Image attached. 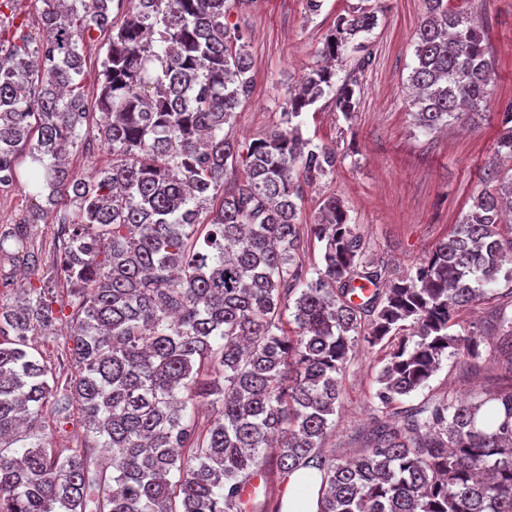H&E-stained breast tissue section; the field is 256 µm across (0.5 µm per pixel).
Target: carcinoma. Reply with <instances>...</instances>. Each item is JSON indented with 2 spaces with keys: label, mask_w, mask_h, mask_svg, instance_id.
<instances>
[{
  "label": "carcinoma",
  "mask_w": 512,
  "mask_h": 512,
  "mask_svg": "<svg viewBox=\"0 0 512 512\" xmlns=\"http://www.w3.org/2000/svg\"><path fill=\"white\" fill-rule=\"evenodd\" d=\"M238 1L39 0L40 39L24 20L0 29V188L24 175L64 207L52 270L27 234L43 209L0 229V288L13 294L0 303V512H86L90 490L96 512H243L241 488L271 470L299 475L316 512H512V383L485 402L402 411L364 437L354 459L324 448L338 375L358 342L406 329L415 337L377 378L387 408L425 386L442 358L479 357L478 335L448 328L499 274L512 282V238L499 231L512 174L484 172L488 189L396 280L329 195L309 225L323 250L308 276L298 201L341 159L293 120L330 94L351 115L357 82L338 86L329 67L312 68L288 91L284 127L241 147L224 133L253 87L242 31L226 22ZM425 5L409 76L415 125L429 135L464 116L478 124L495 75L484 27L448 0ZM377 12L359 0L338 14L323 58L350 48L364 69L368 47L353 40ZM95 28L111 37L102 120L92 125L79 49ZM92 139L112 147V166L87 182L65 156ZM209 200L217 204L203 207ZM9 238L24 252L20 281L3 269ZM56 280L70 289L57 310ZM359 281L374 292L356 303ZM63 320L76 368L66 377L30 344ZM493 327L512 353V316L496 314ZM73 396L86 438L55 448L45 410L65 420ZM196 400L213 406L211 421L188 413Z\"/></svg>",
  "instance_id": "cac0c4a2"
}]
</instances>
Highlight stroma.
Wrapping results in <instances>:
<instances>
[{"mask_svg":"<svg viewBox=\"0 0 512 512\" xmlns=\"http://www.w3.org/2000/svg\"><path fill=\"white\" fill-rule=\"evenodd\" d=\"M357 2L323 0L317 15L309 14L306 0H248L232 10L229 20L242 29L254 73L252 92L238 107L230 130L234 140L248 143L281 125L289 87L320 64L319 50L337 15ZM449 5L479 21L488 35L495 78L487 104L490 120L482 128L455 125L426 136L414 125L409 75L416 32L425 18L423 0H379L378 22L363 36L372 49L369 67L354 73L349 55L337 64L336 82L353 77L360 86L352 117H344L327 97L300 116L303 137L335 147L341 162L306 188L298 223H316L323 198L336 195L375 258L399 275L448 237L472 197L484 190L485 169L512 168L511 160L498 156L496 145L501 109L512 100V0H450ZM45 203V197L33 196L24 185L0 191V225L20 223L35 206H43L42 219L28 231L46 264L52 265L57 212ZM506 288V281H498L496 298L463 307L450 329L454 335H481L480 357L443 360L427 385L402 397L397 407H383L376 393L379 372L399 337L387 336L374 346L358 343L340 377L339 407L326 450L341 458L355 457L363 435L378 424L394 422L398 410L431 399L476 402L496 392L502 379L512 375V355L498 348L496 336L485 327L499 310L512 314Z\"/></svg>","mask_w":512,"mask_h":512,"instance_id":"1","label":"stroma"}]
</instances>
